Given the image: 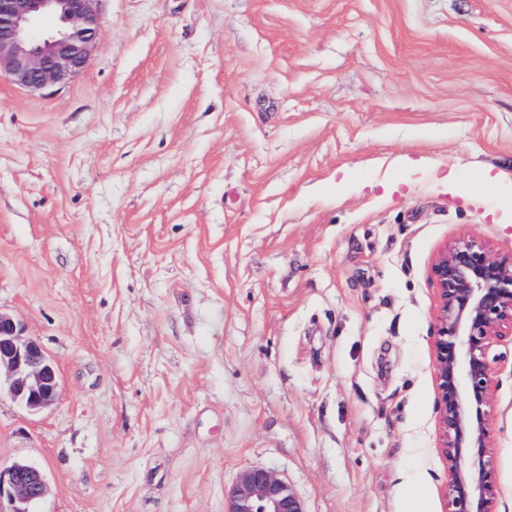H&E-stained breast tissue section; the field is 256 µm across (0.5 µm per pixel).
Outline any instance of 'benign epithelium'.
<instances>
[{
  "mask_svg": "<svg viewBox=\"0 0 512 512\" xmlns=\"http://www.w3.org/2000/svg\"><path fill=\"white\" fill-rule=\"evenodd\" d=\"M94 0H0V77L40 90L69 83L86 66L101 32ZM436 284L431 345L440 453L448 467L447 512H496L499 496L490 428L493 343L512 337V253L476 237L440 248L431 266ZM0 378L31 411L58 398L53 359L25 327L0 312ZM48 491L43 473L15 462L0 468L7 512H29ZM225 512H305L274 471L244 468L224 488Z\"/></svg>",
  "mask_w": 512,
  "mask_h": 512,
  "instance_id": "1",
  "label": "benign epithelium"
}]
</instances>
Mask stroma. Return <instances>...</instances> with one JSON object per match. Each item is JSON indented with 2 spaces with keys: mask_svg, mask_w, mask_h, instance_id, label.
I'll return each mask as SVG.
<instances>
[{
  "mask_svg": "<svg viewBox=\"0 0 512 512\" xmlns=\"http://www.w3.org/2000/svg\"><path fill=\"white\" fill-rule=\"evenodd\" d=\"M95 7L68 84L0 78V312L60 373L38 413L0 391V466L44 471L35 512H224L249 466L305 512H446L431 265L512 252V0ZM401 155L472 183L385 198Z\"/></svg>",
  "mask_w": 512,
  "mask_h": 512,
  "instance_id": "obj_1",
  "label": "stroma"
}]
</instances>
